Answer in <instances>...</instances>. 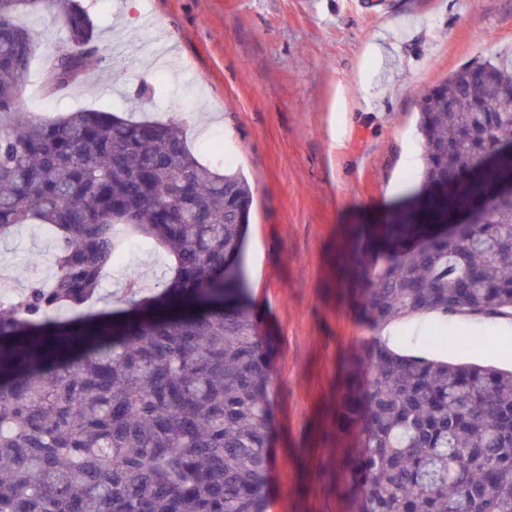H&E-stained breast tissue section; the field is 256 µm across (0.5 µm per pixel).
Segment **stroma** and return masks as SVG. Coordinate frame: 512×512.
<instances>
[{"instance_id":"35a3bbf8","label":"stroma","mask_w":512,"mask_h":512,"mask_svg":"<svg viewBox=\"0 0 512 512\" xmlns=\"http://www.w3.org/2000/svg\"><path fill=\"white\" fill-rule=\"evenodd\" d=\"M98 59L79 87L46 97L42 73L66 38L52 16H28L36 53L21 96L51 118L81 108L129 112L140 84L159 86L137 114L179 116L197 154L217 150L253 190L243 264L258 333L273 335V466L267 512H350L338 466L336 401L344 363L377 331L361 318L348 271L350 230L409 207L420 186V99L459 69L512 58V0H79ZM152 16L146 25L144 16ZM159 291L166 259L133 244L107 268L94 309L129 308L125 277ZM53 272V240L23 224L0 240V294ZM494 315L443 319L478 337L468 361L512 368V335Z\"/></svg>"}]
</instances>
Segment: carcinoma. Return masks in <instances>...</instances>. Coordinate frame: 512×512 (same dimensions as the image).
<instances>
[{"mask_svg":"<svg viewBox=\"0 0 512 512\" xmlns=\"http://www.w3.org/2000/svg\"><path fill=\"white\" fill-rule=\"evenodd\" d=\"M67 29L44 86L84 82L98 55L75 0H0V238L58 242L55 274L0 300V512H266L271 368L242 263L253 194L190 148L179 120L18 104L34 50L22 12ZM504 87L491 95L487 87ZM425 165L413 206L350 246L374 327L425 312L512 316L508 158L512 62H478L422 96ZM487 207L448 224V202ZM135 241L169 258L157 296L81 311ZM336 431L361 512H512V371L427 360L373 339L347 370Z\"/></svg>","mask_w":512,"mask_h":512,"instance_id":"cac0c4a2","label":"carcinoma"}]
</instances>
